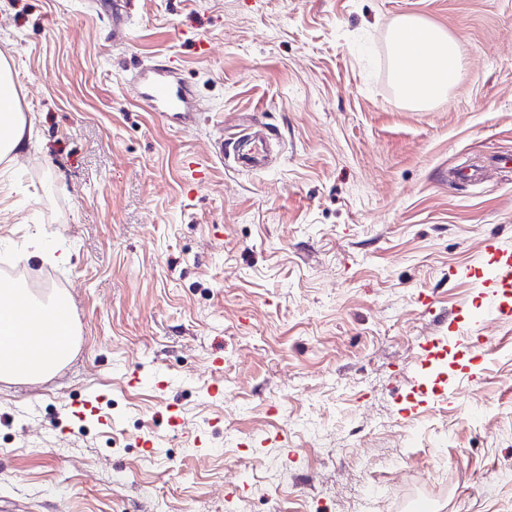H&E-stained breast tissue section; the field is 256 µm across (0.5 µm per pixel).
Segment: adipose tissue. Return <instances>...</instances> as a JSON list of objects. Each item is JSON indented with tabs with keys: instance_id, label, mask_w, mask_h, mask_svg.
<instances>
[{
	"instance_id": "obj_1",
	"label": "adipose tissue",
	"mask_w": 512,
	"mask_h": 512,
	"mask_svg": "<svg viewBox=\"0 0 512 512\" xmlns=\"http://www.w3.org/2000/svg\"><path fill=\"white\" fill-rule=\"evenodd\" d=\"M394 74L401 97L414 105L437 100L463 76V64L456 41L440 28L414 15L394 21L391 32ZM17 106L15 88L8 66L0 67V152L19 153L26 147L23 125L13 120ZM26 305L28 313L16 342L0 343V377L34 381L47 377L71 355L70 331L48 323L45 303L32 302L28 293L15 288L0 289V325L9 324L6 309ZM30 341H41L49 350L43 355L26 351Z\"/></svg>"
}]
</instances>
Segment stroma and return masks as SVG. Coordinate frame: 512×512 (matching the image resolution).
<instances>
[{"mask_svg":"<svg viewBox=\"0 0 512 512\" xmlns=\"http://www.w3.org/2000/svg\"><path fill=\"white\" fill-rule=\"evenodd\" d=\"M404 14L460 47L438 102L399 94ZM168 58L172 123L130 93ZM1 60L0 258L62 276L77 341L0 381V507L512 512V322L467 338L512 248V0H0ZM17 106L15 88L10 79L9 67L2 63L0 67V152L1 155L19 153L26 147L23 136V124L18 121L14 111ZM13 120L5 124V121ZM485 251L493 259L492 280L496 286L502 288L512 287V251L503 247L500 241L494 237L485 239Z\"/></svg>","mask_w":512,"mask_h":512,"instance_id":"1","label":"stroma"}]
</instances>
